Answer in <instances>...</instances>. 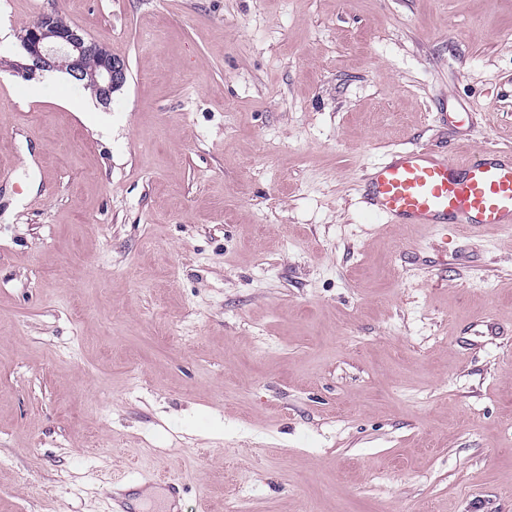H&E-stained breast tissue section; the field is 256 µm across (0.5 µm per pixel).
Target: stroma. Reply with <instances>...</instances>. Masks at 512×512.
Returning <instances> with one entry per match:
<instances>
[{
    "instance_id": "1",
    "label": "stroma",
    "mask_w": 512,
    "mask_h": 512,
    "mask_svg": "<svg viewBox=\"0 0 512 512\" xmlns=\"http://www.w3.org/2000/svg\"><path fill=\"white\" fill-rule=\"evenodd\" d=\"M421 147L512 150V0H0V512H512V230L358 192ZM56 10L43 11L19 36L20 60L10 61L12 73L31 80L49 71H65L74 84L91 88L105 107L127 81L128 63L104 42L88 39L61 21Z\"/></svg>"
}]
</instances>
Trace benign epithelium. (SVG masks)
<instances>
[{
	"label": "benign epithelium",
	"instance_id": "obj_1",
	"mask_svg": "<svg viewBox=\"0 0 512 512\" xmlns=\"http://www.w3.org/2000/svg\"><path fill=\"white\" fill-rule=\"evenodd\" d=\"M20 60L9 64L12 73L31 80L49 71L68 73L74 84L92 90L104 106L127 81L128 63L104 42L88 39L61 21L56 10L44 11L19 36Z\"/></svg>",
	"mask_w": 512,
	"mask_h": 512
}]
</instances>
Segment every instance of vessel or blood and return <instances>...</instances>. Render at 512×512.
I'll return each mask as SVG.
<instances>
[{
  "instance_id": "1",
  "label": "vessel or blood",
  "mask_w": 512,
  "mask_h": 512,
  "mask_svg": "<svg viewBox=\"0 0 512 512\" xmlns=\"http://www.w3.org/2000/svg\"><path fill=\"white\" fill-rule=\"evenodd\" d=\"M367 208L389 224L512 228V155L487 149L461 161L424 149L401 150L363 180Z\"/></svg>"
}]
</instances>
